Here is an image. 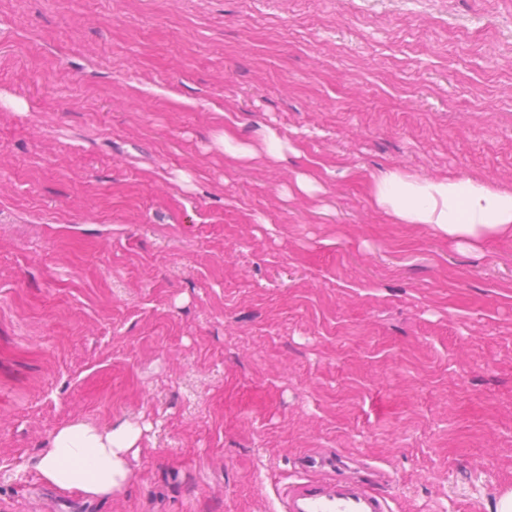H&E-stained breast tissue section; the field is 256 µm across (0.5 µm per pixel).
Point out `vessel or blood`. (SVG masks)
<instances>
[{
  "label": "vessel or blood",
  "mask_w": 512,
  "mask_h": 512,
  "mask_svg": "<svg viewBox=\"0 0 512 512\" xmlns=\"http://www.w3.org/2000/svg\"><path fill=\"white\" fill-rule=\"evenodd\" d=\"M301 466L304 478L278 492L279 512H391L372 482L337 468L333 454L312 452Z\"/></svg>",
  "instance_id": "obj_1"
}]
</instances>
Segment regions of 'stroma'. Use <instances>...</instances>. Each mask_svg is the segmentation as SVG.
<instances>
[{"mask_svg":"<svg viewBox=\"0 0 512 512\" xmlns=\"http://www.w3.org/2000/svg\"><path fill=\"white\" fill-rule=\"evenodd\" d=\"M386 168L512 190V0H0V512H275L314 449L492 512L512 240L392 223ZM78 420L141 427L123 492L40 480ZM217 143L224 147V153L243 160L264 158L267 161L278 162L284 158L286 148L282 139L271 129H266L252 141H242L224 130V135L218 138Z\"/></svg>","mask_w":512,"mask_h":512,"instance_id":"obj_1","label":"stroma"}]
</instances>
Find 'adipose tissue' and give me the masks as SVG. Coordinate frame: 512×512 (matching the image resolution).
Masks as SVG:
<instances>
[{"label": "adipose tissue", "instance_id": "adipose-tissue-1", "mask_svg": "<svg viewBox=\"0 0 512 512\" xmlns=\"http://www.w3.org/2000/svg\"><path fill=\"white\" fill-rule=\"evenodd\" d=\"M218 143L243 160L278 162L284 157L285 144L270 129L252 141L227 133ZM369 191L373 205L392 222L424 225L458 248L476 250L485 241L512 238V191L487 181L429 178L392 168L372 175ZM140 435V428L129 423L100 428L73 422L52 436L36 469L60 493L109 496L128 483V459Z\"/></svg>", "mask_w": 512, "mask_h": 512}]
</instances>
